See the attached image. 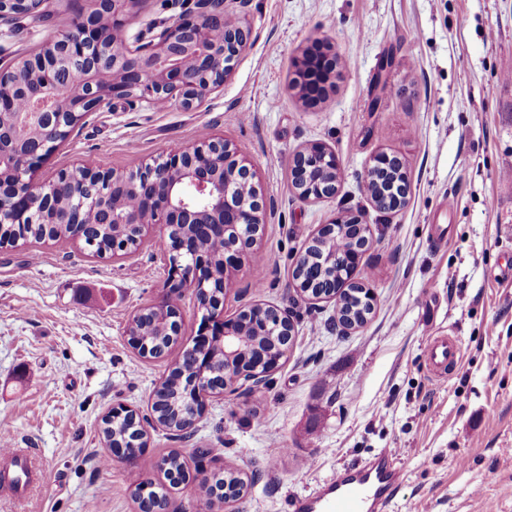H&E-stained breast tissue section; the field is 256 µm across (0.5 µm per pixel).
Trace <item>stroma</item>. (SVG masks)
Segmentation results:
<instances>
[{
	"label": "stroma",
	"mask_w": 512,
	"mask_h": 512,
	"mask_svg": "<svg viewBox=\"0 0 512 512\" xmlns=\"http://www.w3.org/2000/svg\"><path fill=\"white\" fill-rule=\"evenodd\" d=\"M88 0H43L40 22L0 28V65L37 51ZM192 0H140L131 33ZM229 17L249 29L221 88L193 109L102 105L55 143L48 179L87 163L129 173L203 134L256 173L269 209L224 301L226 318L261 301L289 310L296 337L263 400L209 403L188 439L152 430L145 452L179 454L189 471L250 483L222 503L160 468L116 462L99 428L122 403L149 414L167 358L126 334L166 277L155 242L122 256L72 243L0 249V432L33 451L40 480L0 512H140L136 485H165L181 512H294L324 481L397 449L404 481L388 512H512V0H247ZM338 62L322 100L302 96L305 52ZM319 143L342 171L336 196L305 201L293 155ZM401 158L403 208L365 191L375 155ZM352 212L373 227L354 281L375 293L367 323L342 332L336 304L296 292L294 262L318 226ZM456 338L457 371L434 378L433 337ZM277 468H268L269 460Z\"/></svg>",
	"instance_id": "stroma-1"
}]
</instances>
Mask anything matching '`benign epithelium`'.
I'll list each match as a JSON object with an SVG mask.
<instances>
[{
	"label": "benign epithelium",
	"mask_w": 512,
	"mask_h": 512,
	"mask_svg": "<svg viewBox=\"0 0 512 512\" xmlns=\"http://www.w3.org/2000/svg\"><path fill=\"white\" fill-rule=\"evenodd\" d=\"M140 0H90L88 10L77 15L56 38L32 55L0 66V225L83 223L91 211L96 223L112 225V234L131 235L141 248L150 231L161 229L167 276L159 297L133 314L137 319L153 313L166 316L173 325L171 336L181 334L178 301L190 291L203 312L199 342L212 341L224 352V373L216 379L206 370L188 388L192 421L183 433H192L208 403L244 388L250 395L262 387L281 365L293 343L295 325L289 311L261 302L224 319V297L241 267V256L257 241L263 223L257 192L246 198L244 187L253 175L238 162L230 145L209 136L191 147L170 149L129 174L82 166V174L63 171L40 180L38 171L56 142L64 113L76 127L102 104L139 99L151 108L159 103L185 108L201 105L224 83L235 59L245 47L247 35L239 27L224 26L226 0H194V18H175L159 23L148 34L130 37L129 19ZM41 0H0V26L33 14ZM303 86L317 97L323 82L315 75V56L302 68ZM70 86L61 102L57 88ZM395 168L402 175L400 193L370 198L381 212H395L408 195L409 180L401 160L379 155L366 172V182ZM292 184L306 200L332 197L341 188L336 153L322 145L298 151L291 165ZM351 229L350 246L326 258L358 265L372 239L371 225L356 215L333 218L319 225L312 239L336 237L339 229ZM232 234L234 243L224 248L221 273H216L206 250L208 239ZM262 322L274 330L283 328L289 340L268 362L244 369L238 355L250 324ZM112 413L127 414L144 429L155 417L144 419L124 404Z\"/></svg>",
	"instance_id": "7a95c632"
}]
</instances>
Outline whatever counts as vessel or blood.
<instances>
[{
	"label": "vessel or blood",
	"mask_w": 512,
	"mask_h": 512,
	"mask_svg": "<svg viewBox=\"0 0 512 512\" xmlns=\"http://www.w3.org/2000/svg\"><path fill=\"white\" fill-rule=\"evenodd\" d=\"M427 353L439 378L460 362L459 345L449 336L433 337ZM395 461V450L379 451L360 467L342 472L297 501L296 512H387L392 492L403 481ZM34 479L22 449L11 446L0 450V494L22 497Z\"/></svg>",
	"instance_id": "obj_1"
}]
</instances>
